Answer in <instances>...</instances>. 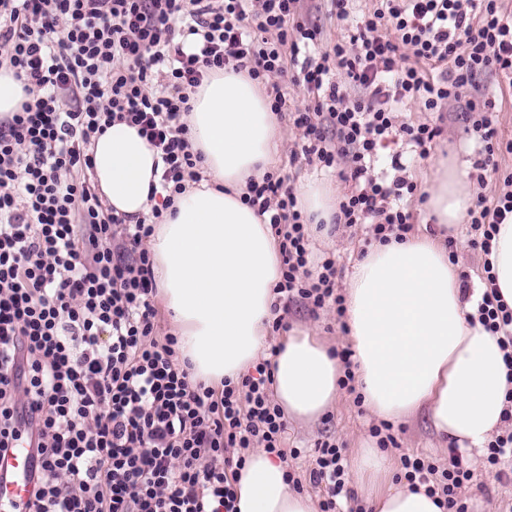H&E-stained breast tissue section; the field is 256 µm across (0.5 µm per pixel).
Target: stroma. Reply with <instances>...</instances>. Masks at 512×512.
<instances>
[{"instance_id":"stroma-1","label":"stroma","mask_w":512,"mask_h":512,"mask_svg":"<svg viewBox=\"0 0 512 512\" xmlns=\"http://www.w3.org/2000/svg\"><path fill=\"white\" fill-rule=\"evenodd\" d=\"M442 135L436 138L427 159H420L410 146L402 143L389 145L382 149L376 171L380 176L390 179L395 175L390 167L393 153H401L406 167L405 176L417 186L431 183L436 173V163L441 158L453 155L463 164L469 174V188L473 195L492 197L495 190L494 178H487L485 184L473 180L474 166L479 159V146L475 139L464 131L456 104H447ZM281 129L283 147L272 168L289 177L293 188L310 182H321L332 198H339L344 190L343 184L333 174L308 166L298 153L299 133L288 117L278 120ZM312 248L314 253L330 252L336 260L340 273L339 287H346L356 261L373 246L374 240L368 225L340 227L339 231L322 234L320 229H312ZM291 328H308L325 341L332 349L342 350L349 347L347 330L338 322L334 314L322 311L311 313L304 306L290 305L284 319ZM377 422L376 417L355 401L348 391H341L336 403L318 420L299 422L288 420L287 442L289 447L301 449L302 454L293 460L292 466L297 473H305L312 462V454L317 442L334 438L343 449L346 461H353L365 443L372 439L370 428ZM392 434L396 440L387 454L392 460H399L405 454H421L438 462L448 460V449L442 448L426 413H418L400 422L394 423ZM463 465L470 469L473 478L458 491V496L468 506V512H512V480H501L490 468L484 455L476 454L462 459Z\"/></svg>"}]
</instances>
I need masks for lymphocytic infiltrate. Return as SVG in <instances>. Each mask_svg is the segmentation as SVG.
Listing matches in <instances>:
<instances>
[{"label":"lymphocytic infiltrate","instance_id":"obj_1","mask_svg":"<svg viewBox=\"0 0 512 512\" xmlns=\"http://www.w3.org/2000/svg\"><path fill=\"white\" fill-rule=\"evenodd\" d=\"M330 2L345 34L325 47L309 0H0V70L26 94L0 116V458L19 447L31 458L27 512H237L232 479L249 449L300 455L284 447L270 360L215 388L191 382L176 336L157 334L148 243L176 196L203 179L186 118L205 78L262 80L297 65L310 98L291 111L301 154L349 186L333 222L369 225L381 243L412 232L399 200L417 185L379 177V149L401 139L424 159L442 134L397 123L394 104L460 103L486 157L512 154L479 98L482 76L512 83L501 0H379L357 19L351 0ZM115 122L137 127L163 164L162 201L136 224L109 212L91 180V139ZM498 180L493 201L469 212V245L486 258L475 319L500 336L509 384L511 427L487 446L492 467L512 457V307L487 261L497 225L512 221V171ZM242 201L278 239V300L344 317L336 261L313 253L284 177L249 179ZM401 469L411 491L467 512L457 491L472 473L458 457L440 466L405 455ZM286 478L324 489L320 512H336L341 448L318 442L305 477Z\"/></svg>","mask_w":512,"mask_h":512}]
</instances>
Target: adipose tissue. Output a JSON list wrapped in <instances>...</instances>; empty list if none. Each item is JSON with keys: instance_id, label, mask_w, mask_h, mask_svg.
I'll return each mask as SVG.
<instances>
[{"instance_id": "adipose-tissue-1", "label": "adipose tissue", "mask_w": 512, "mask_h": 512, "mask_svg": "<svg viewBox=\"0 0 512 512\" xmlns=\"http://www.w3.org/2000/svg\"><path fill=\"white\" fill-rule=\"evenodd\" d=\"M187 123L201 152L204 181L187 189L150 241L161 299L171 312L182 358L194 379H238L257 357L272 318L280 255L268 227L240 196L281 146L264 87L244 73L204 80ZM89 153L106 206L133 224L146 212L160 175L158 154L134 127L113 123ZM424 207L432 232L375 244L357 261L345 290L356 383L377 418L396 422L423 411L436 433L460 451H482L501 426L507 402L499 336L472 323L460 293V271L448 259V234L474 199L453 160L440 161ZM490 259L496 285L512 306V223L502 224ZM274 398L298 421L323 416L338 397L341 364L309 331L285 336L272 364ZM353 468L373 512H446L406 482L384 487L394 465L376 447ZM282 463L250 453L236 477L238 512H314L290 490Z\"/></svg>"}]
</instances>
